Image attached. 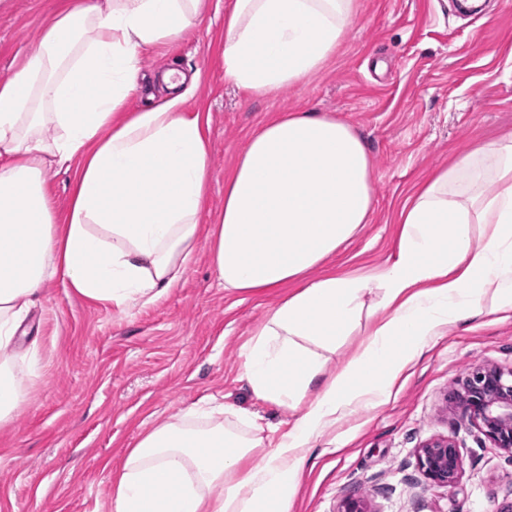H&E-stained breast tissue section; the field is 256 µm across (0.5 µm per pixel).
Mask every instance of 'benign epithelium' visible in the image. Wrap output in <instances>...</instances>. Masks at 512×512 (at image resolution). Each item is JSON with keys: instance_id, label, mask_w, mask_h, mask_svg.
<instances>
[{"instance_id": "1", "label": "benign epithelium", "mask_w": 512, "mask_h": 512, "mask_svg": "<svg viewBox=\"0 0 512 512\" xmlns=\"http://www.w3.org/2000/svg\"><path fill=\"white\" fill-rule=\"evenodd\" d=\"M453 405L493 447L512 457V369L469 368L458 379ZM417 465L430 484L450 488L458 481L462 459L454 441L441 439L418 450Z\"/></svg>"}]
</instances>
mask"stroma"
Here are the masks:
<instances>
[{"instance_id": "35a3bbf8", "label": "stroma", "mask_w": 512, "mask_h": 512, "mask_svg": "<svg viewBox=\"0 0 512 512\" xmlns=\"http://www.w3.org/2000/svg\"><path fill=\"white\" fill-rule=\"evenodd\" d=\"M58 0H0V81L36 48ZM353 31L321 73L270 94L224 77V12L206 14L143 59L137 111L159 94L158 73L198 75L189 110L208 114V205L224 206V172L245 138L280 112H323L352 124L373 156L374 213L329 266L369 273L391 256L405 198L451 154L512 136V0H484L461 17L434 0H359ZM220 288L198 255L169 297L147 308L111 306L50 283L27 319L37 363L22 402L0 425V512H108L112 471L153 425L211 402L258 416L278 438L296 412L258 400L240 371L243 344L281 297ZM512 368V311L448 325L395 384L389 400L313 441L290 512H338L361 497L372 512H494L512 502V457L493 448L450 397L470 366ZM453 439L455 488L429 484L416 451Z\"/></svg>"}]
</instances>
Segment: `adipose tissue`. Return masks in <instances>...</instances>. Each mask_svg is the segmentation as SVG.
<instances>
[{
  "instance_id": "1",
  "label": "adipose tissue",
  "mask_w": 512,
  "mask_h": 512,
  "mask_svg": "<svg viewBox=\"0 0 512 512\" xmlns=\"http://www.w3.org/2000/svg\"><path fill=\"white\" fill-rule=\"evenodd\" d=\"M207 0L59 5L37 48L0 83V424L18 409L31 305L47 283L124 313L177 288L206 251L224 290L286 294L242 351L254 396L297 411L266 441L233 408H194L140 435L112 475L113 512H288L312 442L382 403L452 322L512 308V137L453 157L399 213L395 251L369 275L324 272L371 223L372 158L348 122L283 112L245 140L208 214L204 113L185 74L163 103L126 111L142 59L201 18ZM358 0H234L224 76L267 94L321 71L349 37ZM74 175L58 224L49 170ZM347 362L327 363L358 327Z\"/></svg>"
}]
</instances>
